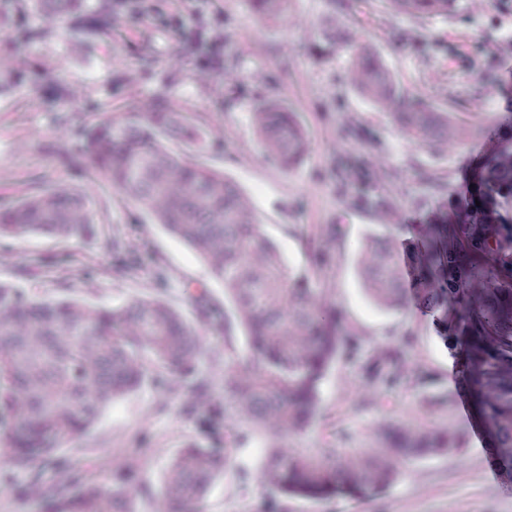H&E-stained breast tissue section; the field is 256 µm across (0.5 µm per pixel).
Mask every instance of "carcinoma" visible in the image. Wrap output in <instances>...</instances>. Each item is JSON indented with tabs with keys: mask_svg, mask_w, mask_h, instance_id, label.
Here are the masks:
<instances>
[{
	"mask_svg": "<svg viewBox=\"0 0 512 512\" xmlns=\"http://www.w3.org/2000/svg\"><path fill=\"white\" fill-rule=\"evenodd\" d=\"M406 18L446 15L448 0H382ZM262 18H279L288 0H252ZM49 16L78 11V0H40ZM112 5L79 16L87 43L108 25ZM351 82L387 111L400 131L429 147L448 146V116L406 97L375 52L359 53ZM253 122L264 150L284 168L305 153L308 140L298 116L280 101L260 104ZM60 136L76 137L64 162L87 180L105 177L155 223L190 246L224 286L232 313L219 314L206 290L194 296L190 320L160 293L137 296L118 307H95L64 295L38 300L0 283V422L9 424L7 466L30 477L44 512H134L139 489H105L64 476L42 479L45 464L66 444L80 441L103 409L142 384L144 358L193 376L196 413L206 399L209 424L231 419L224 400L210 395L211 382L198 362L201 331L222 338L224 358L236 355L238 329L246 332L251 359L224 370V396L235 417L279 439L307 427L320 410L319 385L338 358L362 347L340 314L321 316L322 299L296 282L272 242L258 230L238 186L211 165L193 162L173 142L199 151L203 124L189 112L157 107L140 116L125 113L102 125L72 128L57 118ZM471 198L439 224H413L406 255L384 237L367 245L363 265L368 291L388 309L410 303L431 320L452 352L458 389L472 399L497 465L512 473V133H501L470 170ZM96 211L89 190L60 186L35 191L0 212V238L42 235L61 241L93 233ZM340 234L328 224L323 240L307 248L323 260L322 243ZM409 343L374 348L361 364L370 390L355 410L377 402L371 387L400 379L418 387L427 376L411 365ZM463 434L453 423L443 430L387 425L377 444L356 452L341 448H290L275 444L265 455L261 483L284 497H372L387 489L412 460L456 454ZM226 451L188 443L173 458L154 512H202L212 482L229 468Z\"/></svg>",
	"mask_w": 512,
	"mask_h": 512,
	"instance_id": "obj_1",
	"label": "carcinoma"
}]
</instances>
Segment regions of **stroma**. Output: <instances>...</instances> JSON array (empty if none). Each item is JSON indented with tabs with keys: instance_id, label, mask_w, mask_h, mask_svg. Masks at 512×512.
<instances>
[{
	"instance_id": "obj_1",
	"label": "stroma",
	"mask_w": 512,
	"mask_h": 512,
	"mask_svg": "<svg viewBox=\"0 0 512 512\" xmlns=\"http://www.w3.org/2000/svg\"><path fill=\"white\" fill-rule=\"evenodd\" d=\"M366 45L406 96L447 113V151L406 137L351 84L352 60ZM212 55L226 68L209 66ZM508 70L512 0H458L448 16L416 20L385 12L379 0H354L346 15L329 0H288L275 20L260 19L248 0H112L107 29L89 46L71 17L47 16L38 0H0V210L36 189L76 183L57 154L71 146L57 134L60 114L77 127L149 112L160 101L201 114L208 140L224 151H196L193 159L223 169L239 185L290 275L321 291L324 313L340 310L365 348L410 338L412 364L429 375L423 393L401 385L375 409L359 412L354 405L367 386L357 364L332 363L319 414L288 436L289 447L363 448L391 423L464 428L468 417L452 404L436 414L421 406L422 394L452 401L458 393L447 350L414 307L387 310L370 299L360 260L370 235L403 238L408 225L440 218L463 196L472 156L512 124V97L502 93ZM270 100L296 112L307 132L308 150L288 171L266 157L251 124L252 112ZM95 194L104 208L93 238L0 240V283L53 300L81 264L94 275L73 281L72 295L117 306L156 288L160 258L169 269L167 295L177 304L187 305L200 287L223 302V285L188 245L115 190L99 186ZM382 197L390 213L377 209ZM326 224L341 225L342 233L319 265L305 238ZM113 234L127 245L118 255L107 243ZM116 264L124 275L112 274ZM192 386V377L148 364L141 387L105 408L80 449L64 447L61 457L101 485L148 486L136 512H152L150 495L178 450L215 444L227 449L231 465L210 487L204 512H269L280 496L259 479L268 437L245 423L212 440L201 425L208 403L197 416L182 412ZM481 445L472 437L455 456L412 461L379 496L292 497L288 512H512V477L486 470ZM7 452L0 435V512H41L26 475L6 466Z\"/></svg>"
}]
</instances>
